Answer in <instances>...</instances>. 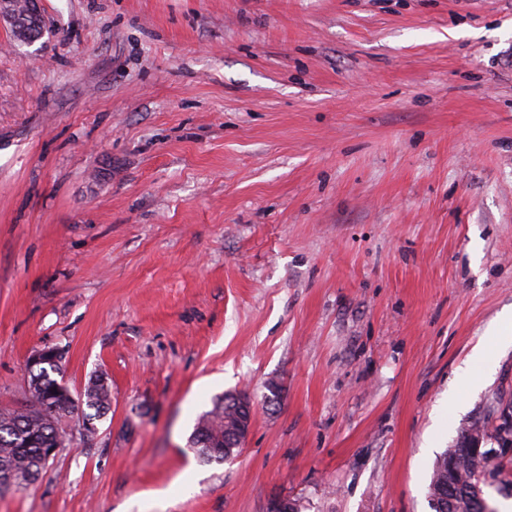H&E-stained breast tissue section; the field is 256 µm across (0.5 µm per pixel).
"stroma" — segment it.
<instances>
[{
    "label": "stroma",
    "instance_id": "1",
    "mask_svg": "<svg viewBox=\"0 0 512 512\" xmlns=\"http://www.w3.org/2000/svg\"><path fill=\"white\" fill-rule=\"evenodd\" d=\"M39 4L0 21V410L47 348L112 405L0 512H432L512 416V0ZM233 392L217 395L212 400L210 410L202 413L189 438V448L206 463L223 464L238 454L237 445L224 447V432L237 421V411L233 406L224 407V396ZM478 425L485 429L484 425L478 423L470 425L461 431L453 446L446 448L436 457L428 486L431 505L442 486L455 484L457 495H448V510L446 512H492L482 510L477 502L462 496L465 487L473 482L472 479L476 473L488 471L493 479L496 477L494 469H488L486 465L484 452H480L481 442L475 449L477 455L480 452L479 457L475 456L474 450L467 444V433ZM449 466H452L453 469L448 470Z\"/></svg>",
    "mask_w": 512,
    "mask_h": 512
}]
</instances>
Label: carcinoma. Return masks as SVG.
<instances>
[{
  "label": "carcinoma",
  "instance_id": "carcinoma-1",
  "mask_svg": "<svg viewBox=\"0 0 512 512\" xmlns=\"http://www.w3.org/2000/svg\"><path fill=\"white\" fill-rule=\"evenodd\" d=\"M61 367L62 362L53 361L30 371L25 407L0 412V495L29 485L41 473L50 451L65 443L64 424L82 422L86 424L84 432L92 434L94 421L110 410L111 389L102 376L90 379L83 393L74 397L53 378ZM236 421L235 408L224 406V395L215 396L211 409L198 417L189 447L207 463L232 459L240 448L224 447V432ZM468 432L467 428L462 430L455 444L436 457L432 468L429 499H435L445 485L453 484L457 490V495L448 496L447 512H484L478 503L462 496L475 474L488 470L485 457L475 456L467 444Z\"/></svg>",
  "mask_w": 512,
  "mask_h": 512
}]
</instances>
